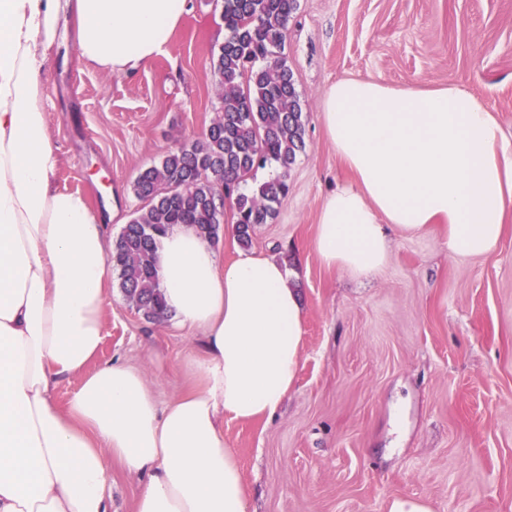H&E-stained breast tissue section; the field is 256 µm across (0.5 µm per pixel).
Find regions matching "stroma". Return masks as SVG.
I'll use <instances>...</instances> for the list:
<instances>
[{"label":"stroma","mask_w":512,"mask_h":512,"mask_svg":"<svg viewBox=\"0 0 512 512\" xmlns=\"http://www.w3.org/2000/svg\"><path fill=\"white\" fill-rule=\"evenodd\" d=\"M222 11V0H192L165 51L132 76L87 65L74 37L52 48L44 92L60 188L91 191L100 208L119 191L132 219L139 170L216 116ZM282 55L305 148L251 250L287 263L303 351L271 419L224 421L254 512H388L396 498L512 512V222L487 258L451 256L440 225L392 233L386 265L362 283L315 248L321 206L349 177L322 124L324 89L346 77L459 85L512 139V0H298ZM194 336L147 321L116 288L96 362L142 370L164 401L185 385Z\"/></svg>","instance_id":"obj_1"}]
</instances>
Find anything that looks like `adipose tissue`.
<instances>
[{"label":"adipose tissue","instance_id":"ef3b65f1","mask_svg":"<svg viewBox=\"0 0 512 512\" xmlns=\"http://www.w3.org/2000/svg\"><path fill=\"white\" fill-rule=\"evenodd\" d=\"M189 0H0V512H109L116 460L142 483L134 512H251L224 420L272 417L293 388L303 308L286 264L224 260L194 226L160 237L168 314L199 331L193 384L159 402L143 373L95 365L114 273L87 192L60 189L42 77L62 23L79 55L130 75L171 41ZM321 118L351 174L321 207V262L354 278L387 263L388 229H448L459 258L493 255L512 219V139L469 90L344 78ZM78 385L66 406L65 380Z\"/></svg>","mask_w":512,"mask_h":512}]
</instances>
